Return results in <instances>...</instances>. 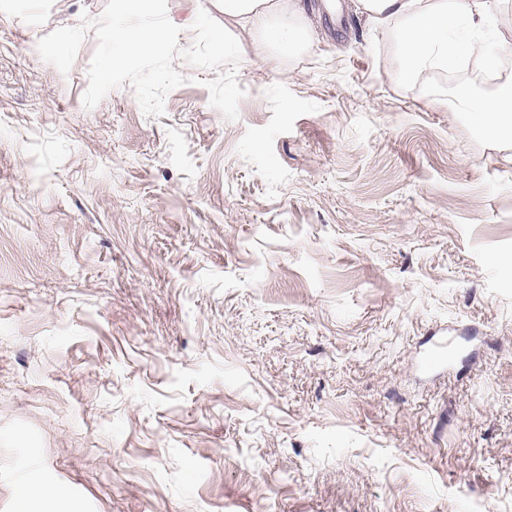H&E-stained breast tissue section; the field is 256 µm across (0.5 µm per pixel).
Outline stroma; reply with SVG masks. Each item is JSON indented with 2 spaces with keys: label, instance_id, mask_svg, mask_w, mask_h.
<instances>
[{
  "label": "stroma",
  "instance_id": "obj_1",
  "mask_svg": "<svg viewBox=\"0 0 512 512\" xmlns=\"http://www.w3.org/2000/svg\"><path fill=\"white\" fill-rule=\"evenodd\" d=\"M145 116L0 0V512H512V158L352 4ZM437 105H429V98ZM455 350L430 369L442 337Z\"/></svg>",
  "mask_w": 512,
  "mask_h": 512
}]
</instances>
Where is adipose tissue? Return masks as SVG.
Returning a JSON list of instances; mask_svg holds the SVG:
<instances>
[{
    "mask_svg": "<svg viewBox=\"0 0 512 512\" xmlns=\"http://www.w3.org/2000/svg\"><path fill=\"white\" fill-rule=\"evenodd\" d=\"M224 15V31L245 33L240 52L252 64L273 60L275 51L305 50L314 43L313 23L304 0H211ZM507 0H355L357 11L373 28L388 32L400 57L397 78L415 86L431 69L455 63L459 55H472L482 45L481 34L493 19H503ZM189 29L174 17L164 24L129 32L119 27L114 38L127 54L141 56L161 47L172 28ZM471 34L465 46L455 37L460 29ZM455 109L474 114L488 141L512 150V78L499 83L490 96L474 99L461 93Z\"/></svg>",
    "mask_w": 512,
    "mask_h": 512,
    "instance_id": "obj_1",
    "label": "adipose tissue"
}]
</instances>
